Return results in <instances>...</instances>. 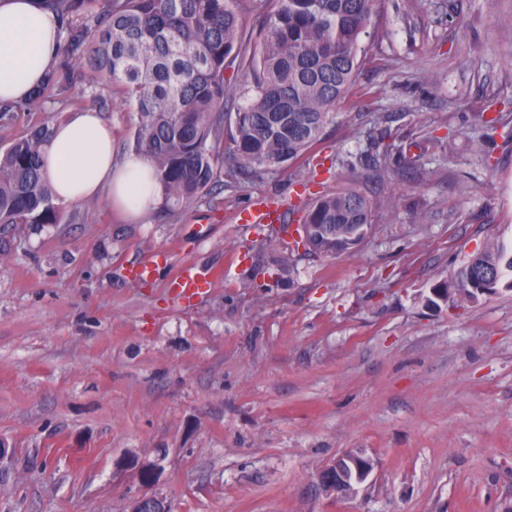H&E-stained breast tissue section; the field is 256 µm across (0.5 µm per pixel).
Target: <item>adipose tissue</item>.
<instances>
[{
    "label": "adipose tissue",
    "mask_w": 512,
    "mask_h": 512,
    "mask_svg": "<svg viewBox=\"0 0 512 512\" xmlns=\"http://www.w3.org/2000/svg\"><path fill=\"white\" fill-rule=\"evenodd\" d=\"M58 47V20L42 0H0V103L25 101ZM42 165L63 204L102 199L137 221L160 197L150 158L134 152L115 157L112 129L92 109L52 122Z\"/></svg>",
    "instance_id": "ef3b65f1"
}]
</instances>
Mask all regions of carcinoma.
Here are the masks:
<instances>
[{"mask_svg":"<svg viewBox=\"0 0 512 512\" xmlns=\"http://www.w3.org/2000/svg\"><path fill=\"white\" fill-rule=\"evenodd\" d=\"M59 20V63L27 102L64 94L87 69L122 88L135 112V151L151 158L168 209L216 182L224 159L263 172L296 162L336 120L365 59L376 0H43ZM262 16L255 47L244 16ZM246 76L235 111L224 71ZM50 122L0 147V235L20 238L60 221L42 174ZM379 205L353 188L318 195L302 209L306 252L334 254L357 245L355 224ZM512 288V244L473 255L445 284L476 302L475 288Z\"/></svg>","mask_w":512,"mask_h":512,"instance_id":"carcinoma-1","label":"carcinoma"}]
</instances>
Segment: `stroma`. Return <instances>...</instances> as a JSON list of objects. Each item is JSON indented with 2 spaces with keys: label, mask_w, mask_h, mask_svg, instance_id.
Instances as JSON below:
<instances>
[{
  "label": "stroma",
  "mask_w": 512,
  "mask_h": 512,
  "mask_svg": "<svg viewBox=\"0 0 512 512\" xmlns=\"http://www.w3.org/2000/svg\"><path fill=\"white\" fill-rule=\"evenodd\" d=\"M365 46L299 161L225 169L138 224L98 200L0 240V512H129L144 460L171 512H512V291L427 305L512 240V0H377ZM88 108L132 151L129 106L84 77L0 144ZM346 187L385 203L367 235L295 251L309 196ZM259 197L282 201L279 234L239 223ZM156 250L169 264L134 280ZM186 261L224 272L188 305L167 288ZM352 449L372 473L322 492ZM342 460H346L348 465H344ZM371 470L372 462L369 457L362 452H349L321 469L316 477L317 484L326 493L347 495L367 478Z\"/></svg>",
  "instance_id": "obj_1"
}]
</instances>
